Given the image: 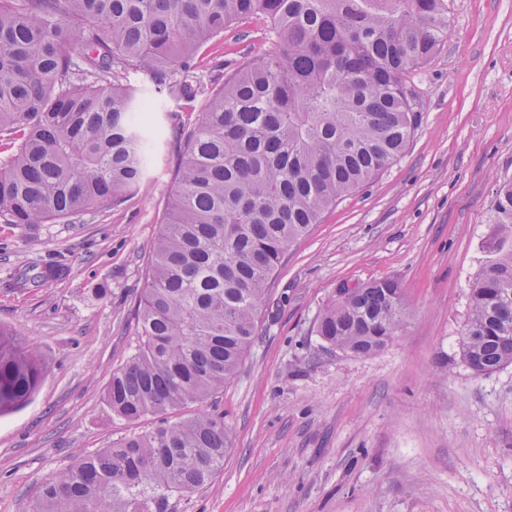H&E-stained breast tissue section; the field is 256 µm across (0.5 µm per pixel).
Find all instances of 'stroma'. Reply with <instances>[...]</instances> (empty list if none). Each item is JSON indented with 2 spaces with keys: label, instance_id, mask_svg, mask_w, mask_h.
I'll list each match as a JSON object with an SVG mask.
<instances>
[{
  "label": "stroma",
  "instance_id": "obj_1",
  "mask_svg": "<svg viewBox=\"0 0 512 512\" xmlns=\"http://www.w3.org/2000/svg\"><path fill=\"white\" fill-rule=\"evenodd\" d=\"M447 41L412 72L417 129L402 157L323 214L270 283L259 335L217 406L232 448L173 512H512V365L473 373L461 355L469 288L485 263L488 209L512 179V0H448ZM264 19L227 27L191 73L209 86L267 49ZM128 82L155 103L154 161L121 206L69 224L0 222V327L47 370L0 415V512H30L71 459L151 429L106 416L113 369L134 352L144 286L180 150L205 99ZM68 267L20 287L22 273ZM397 281L410 314L380 352L315 334L338 289ZM67 274L68 268L66 266L49 265L36 273L23 274L20 280H22L23 286H28L27 288H40L48 282L65 279Z\"/></svg>",
  "mask_w": 512,
  "mask_h": 512
}]
</instances>
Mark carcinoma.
<instances>
[{
	"instance_id": "obj_1",
	"label": "carcinoma",
	"mask_w": 512,
	"mask_h": 512,
	"mask_svg": "<svg viewBox=\"0 0 512 512\" xmlns=\"http://www.w3.org/2000/svg\"><path fill=\"white\" fill-rule=\"evenodd\" d=\"M262 17L270 47L202 88L189 60L228 26ZM448 38V0H0V217L53 224L118 207L143 181L153 103L122 84L207 101L180 157L144 287L136 351L112 370L107 414L151 429L76 458L40 486L32 512H169L232 447L208 400L237 375L268 285L321 214L404 153L416 123L414 68ZM488 259L470 288L462 356L476 374L512 364V181L491 201ZM49 265L21 276L66 278ZM393 280L343 288L315 333L354 355L406 324ZM46 370L0 329V413L25 405ZM197 413L171 422L169 412Z\"/></svg>"
}]
</instances>
